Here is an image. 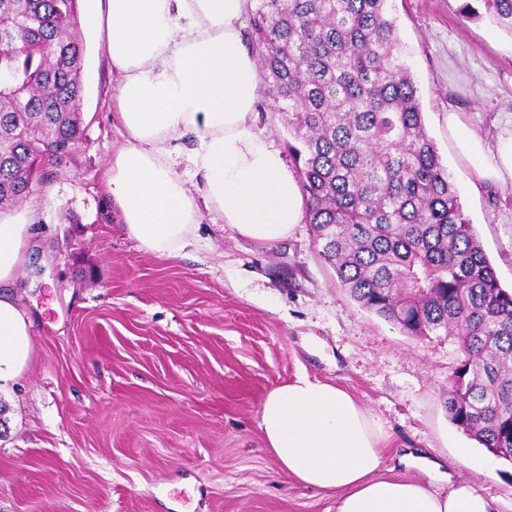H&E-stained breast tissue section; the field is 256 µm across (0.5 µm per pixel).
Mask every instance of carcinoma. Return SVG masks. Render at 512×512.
Masks as SVG:
<instances>
[{"label":"carcinoma","mask_w":512,"mask_h":512,"mask_svg":"<svg viewBox=\"0 0 512 512\" xmlns=\"http://www.w3.org/2000/svg\"><path fill=\"white\" fill-rule=\"evenodd\" d=\"M392 0H256L248 45L286 116L320 256L408 336H448V418L512 465V291L503 289L426 130ZM464 0L512 35V0ZM0 210L83 145L77 0H0Z\"/></svg>","instance_id":"cac0c4a2"}]
</instances>
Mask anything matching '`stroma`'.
I'll return each instance as SVG.
<instances>
[{
    "label": "stroma",
    "mask_w": 512,
    "mask_h": 512,
    "mask_svg": "<svg viewBox=\"0 0 512 512\" xmlns=\"http://www.w3.org/2000/svg\"><path fill=\"white\" fill-rule=\"evenodd\" d=\"M462 0H394L435 141L501 285L512 287V181L479 182L455 147L457 113L495 148L512 116V35ZM85 43V143L32 194L38 220L13 287L33 319L28 365L0 394V512H337L334 491L285 477L259 427L270 390L297 376L348 389L386 437L381 473L418 451L512 512V465L452 425L461 358L355 301L309 224L265 243L203 219L182 256L142 250L106 172L124 138L112 65Z\"/></svg>",
    "instance_id": "obj_1"
}]
</instances>
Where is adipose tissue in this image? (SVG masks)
Wrapping results in <instances>:
<instances>
[{"label":"adipose tissue","instance_id":"1","mask_svg":"<svg viewBox=\"0 0 512 512\" xmlns=\"http://www.w3.org/2000/svg\"><path fill=\"white\" fill-rule=\"evenodd\" d=\"M249 0H102L85 17L117 75L123 144L107 171L108 193L141 249L180 256L202 217L261 242L299 224L295 180L274 142L256 132L258 69L243 47ZM458 129L457 146L478 181L512 180V130L487 157L480 133ZM200 177L191 192L185 172ZM36 203L0 219V391L26 367L32 320L11 294ZM259 427L280 471L310 489L339 492L337 512H491L469 481L441 462L407 453L426 481L382 476L385 438L347 390L300 376L271 390ZM449 482L447 493L433 490Z\"/></svg>","mask_w":512,"mask_h":512}]
</instances>
